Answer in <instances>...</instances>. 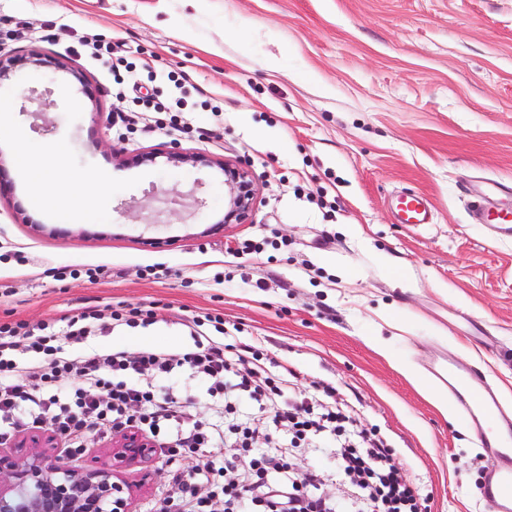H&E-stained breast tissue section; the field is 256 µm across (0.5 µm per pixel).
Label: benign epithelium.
Listing matches in <instances>:
<instances>
[{
	"label": "benign epithelium",
	"mask_w": 512,
	"mask_h": 512,
	"mask_svg": "<svg viewBox=\"0 0 512 512\" xmlns=\"http://www.w3.org/2000/svg\"><path fill=\"white\" fill-rule=\"evenodd\" d=\"M165 163L179 167L196 165L205 159L183 150L148 151L135 162ZM228 187L224 217L217 223L248 224L252 221L255 185L249 171L238 164L221 163ZM153 454L150 440L126 430L118 434L112 460L93 469L67 467L56 453L43 449L17 459L0 455V512H131L130 488L116 481V474L127 465L144 462Z\"/></svg>",
	"instance_id": "7a95c632"
}]
</instances>
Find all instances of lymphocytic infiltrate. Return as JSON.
<instances>
[{
	"label": "lymphocytic infiltrate",
	"mask_w": 512,
	"mask_h": 512,
	"mask_svg": "<svg viewBox=\"0 0 512 512\" xmlns=\"http://www.w3.org/2000/svg\"><path fill=\"white\" fill-rule=\"evenodd\" d=\"M155 316L154 304L121 302L107 318L84 308L58 332L0 322V440L44 422L74 456L91 434L134 428L166 440L169 460L195 464L171 470L159 512H424V498L386 439L359 427L336 386L289 390L287 372L269 370L258 346L225 341L223 317H184L193 345L178 354L91 343L93 331L136 328ZM181 373L222 398L226 430L199 418L176 391L172 380ZM262 418L290 435L292 447L312 439L330 445L349 496L325 494L317 471L298 472L277 447H258L254 425Z\"/></svg>",
	"instance_id": "f902f5d3"
}]
</instances>
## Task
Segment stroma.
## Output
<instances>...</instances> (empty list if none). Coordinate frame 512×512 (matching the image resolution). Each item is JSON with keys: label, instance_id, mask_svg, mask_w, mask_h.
<instances>
[{"label": "stroma", "instance_id": "35a3bbf8", "mask_svg": "<svg viewBox=\"0 0 512 512\" xmlns=\"http://www.w3.org/2000/svg\"><path fill=\"white\" fill-rule=\"evenodd\" d=\"M35 52L48 65L0 87V321L153 301L154 324L94 343L176 352L178 315L223 314L270 369L339 388L428 512H490L492 461L426 366L454 357L512 409V235L470 217L512 206V0H0V53ZM116 69L170 111L132 103ZM174 145L206 164L130 162ZM21 147L60 150L100 204L28 206ZM224 162L247 165L255 212L215 232ZM405 192L432 223H397ZM241 239L263 252L229 255ZM166 478L159 453L122 470L132 512Z\"/></svg>", "mask_w": 512, "mask_h": 512}]
</instances>
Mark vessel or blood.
<instances>
[{"instance_id":"obj_1","label":"vessel or blood","mask_w":512,"mask_h":512,"mask_svg":"<svg viewBox=\"0 0 512 512\" xmlns=\"http://www.w3.org/2000/svg\"><path fill=\"white\" fill-rule=\"evenodd\" d=\"M396 217L403 224L430 223L431 204L420 194L402 196L396 205ZM433 374L447 385L451 405L468 415L482 450L496 460L485 485L486 502L493 512H512V422L499 423L495 415L497 397L493 390H481L477 372L452 365L434 368Z\"/></svg>"}]
</instances>
